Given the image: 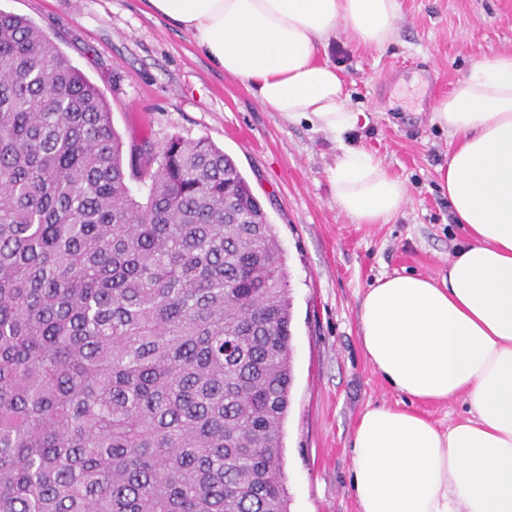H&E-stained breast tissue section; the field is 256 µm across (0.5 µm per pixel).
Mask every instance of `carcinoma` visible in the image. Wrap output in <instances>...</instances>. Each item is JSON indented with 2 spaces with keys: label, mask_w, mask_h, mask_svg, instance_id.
<instances>
[{
  "label": "carcinoma",
  "mask_w": 512,
  "mask_h": 512,
  "mask_svg": "<svg viewBox=\"0 0 512 512\" xmlns=\"http://www.w3.org/2000/svg\"><path fill=\"white\" fill-rule=\"evenodd\" d=\"M290 326L233 159L124 151L98 88L0 12V512H289Z\"/></svg>",
  "instance_id": "cac0c4a2"
}]
</instances>
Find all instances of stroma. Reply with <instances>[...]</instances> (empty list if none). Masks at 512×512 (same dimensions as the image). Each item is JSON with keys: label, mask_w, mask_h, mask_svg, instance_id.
Returning a JSON list of instances; mask_svg holds the SVG:
<instances>
[{"label": "stroma", "mask_w": 512, "mask_h": 512, "mask_svg": "<svg viewBox=\"0 0 512 512\" xmlns=\"http://www.w3.org/2000/svg\"><path fill=\"white\" fill-rule=\"evenodd\" d=\"M400 4L393 42L364 48L340 32L327 53L349 106L367 117L355 140L408 189L390 221L357 224L332 201L325 170L333 142L264 108L247 83L198 55L187 33L149 16L144 0H0L1 12L32 20L101 91L124 144L209 139L233 158L274 224L293 313L290 512H358L354 428L368 406L400 400L363 353L359 298L386 275L447 274L466 236L439 186L448 133L431 111L474 63L512 48V0Z\"/></svg>", "instance_id": "1"}]
</instances>
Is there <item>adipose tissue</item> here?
I'll list each match as a JSON object with an SVG mask.
<instances>
[{
  "mask_svg": "<svg viewBox=\"0 0 512 512\" xmlns=\"http://www.w3.org/2000/svg\"><path fill=\"white\" fill-rule=\"evenodd\" d=\"M148 3L263 107L331 139L339 212L357 224L399 212L407 187L353 140L362 115L324 55L339 31L363 47L392 42L400 0ZM431 121L448 131L439 182L468 242L441 280L384 276L359 300L364 354L403 400L361 415L351 491L358 512H512V49L474 64ZM460 396L468 411L444 430L410 407Z\"/></svg>",
  "mask_w": 512,
  "mask_h": 512,
  "instance_id": "obj_1",
  "label": "adipose tissue"
}]
</instances>
